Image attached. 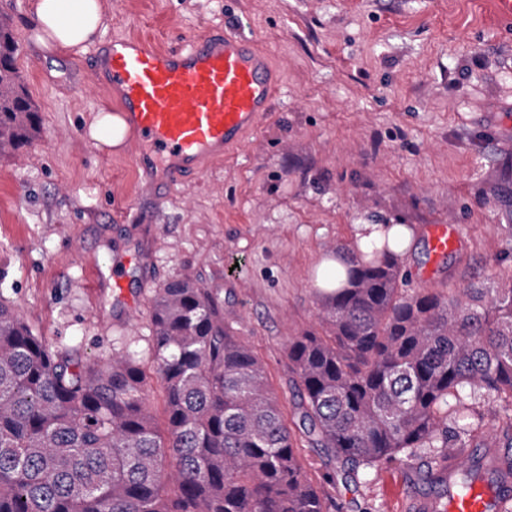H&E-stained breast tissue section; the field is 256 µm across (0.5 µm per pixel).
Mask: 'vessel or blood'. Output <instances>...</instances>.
Returning a JSON list of instances; mask_svg holds the SVG:
<instances>
[{"label":"vessel or blood","mask_w":512,"mask_h":512,"mask_svg":"<svg viewBox=\"0 0 512 512\" xmlns=\"http://www.w3.org/2000/svg\"><path fill=\"white\" fill-rule=\"evenodd\" d=\"M99 74L119 100L125 149L151 174L153 157L167 158L169 182L202 171L258 127L279 93L266 57L244 32L205 33L189 45L164 48L140 35L113 37L96 55ZM428 240L436 256L453 250L454 225L432 224ZM485 487L449 494L443 512H499Z\"/></svg>","instance_id":"1"}]
</instances>
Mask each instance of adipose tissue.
I'll use <instances>...</instances> for the list:
<instances>
[{"instance_id":"ef3b65f1","label":"adipose tissue","mask_w":512,"mask_h":512,"mask_svg":"<svg viewBox=\"0 0 512 512\" xmlns=\"http://www.w3.org/2000/svg\"><path fill=\"white\" fill-rule=\"evenodd\" d=\"M106 6V0H36L32 36L50 52L85 49L106 25Z\"/></svg>"}]
</instances>
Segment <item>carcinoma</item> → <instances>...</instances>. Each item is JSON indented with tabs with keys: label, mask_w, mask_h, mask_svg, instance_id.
Returning <instances> with one entry per match:
<instances>
[{
	"label": "carcinoma",
	"mask_w": 512,
	"mask_h": 512,
	"mask_svg": "<svg viewBox=\"0 0 512 512\" xmlns=\"http://www.w3.org/2000/svg\"><path fill=\"white\" fill-rule=\"evenodd\" d=\"M0 22V156L32 145L37 110ZM320 330L288 344L298 432L323 480L420 458L419 481L448 495L512 476V276L409 287L389 246L348 249L328 279ZM150 355L166 389L157 427L137 352L82 360L53 349L0 296V512H329L301 465L264 364L224 322L197 275L156 288ZM500 403L494 448L473 443L478 399Z\"/></svg>",
	"instance_id": "carcinoma-1"
}]
</instances>
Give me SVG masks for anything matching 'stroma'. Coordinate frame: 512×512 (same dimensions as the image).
<instances>
[{
	"instance_id": "35a3bbf8",
	"label": "stroma",
	"mask_w": 512,
	"mask_h": 512,
	"mask_svg": "<svg viewBox=\"0 0 512 512\" xmlns=\"http://www.w3.org/2000/svg\"><path fill=\"white\" fill-rule=\"evenodd\" d=\"M34 2L0 0L41 121L21 158L0 156V294L50 346L149 360L153 290L194 272L263 361L291 428L288 342L316 328L319 267L356 223L412 228L414 288L512 274L493 193L512 170V20L490 0H109L101 42L79 55L35 44ZM207 29L252 34L282 85L223 163L149 182L131 154L87 141L91 117L116 109L86 66L103 40L177 47ZM431 224L458 231L438 261ZM116 263L123 292L88 288L93 269ZM420 467L398 458L326 491L347 512H417L433 497Z\"/></svg>"
}]
</instances>
